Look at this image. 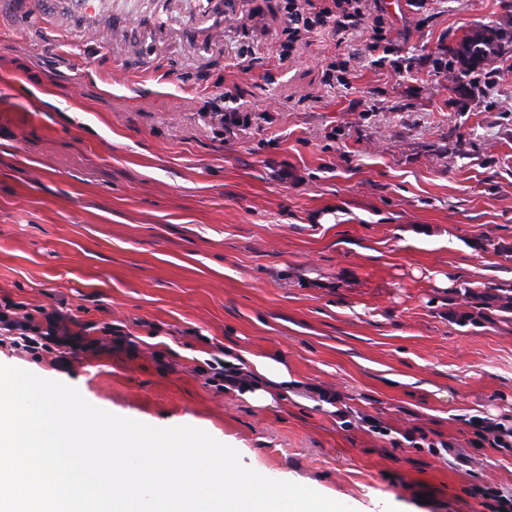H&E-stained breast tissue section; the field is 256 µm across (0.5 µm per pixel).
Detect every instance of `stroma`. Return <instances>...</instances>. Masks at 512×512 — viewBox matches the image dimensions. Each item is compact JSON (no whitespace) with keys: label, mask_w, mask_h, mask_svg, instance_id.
Masks as SVG:
<instances>
[{"label":"stroma","mask_w":512,"mask_h":512,"mask_svg":"<svg viewBox=\"0 0 512 512\" xmlns=\"http://www.w3.org/2000/svg\"><path fill=\"white\" fill-rule=\"evenodd\" d=\"M211 2L140 0L129 40L82 50L75 19L0 23V300L101 342L0 364L354 512H489L477 486L512 495V449L485 440L512 426V310L458 315L463 288L512 296V0H379L385 56L358 29L287 58L284 0ZM487 26L499 57L461 72ZM224 94L253 118L219 138ZM213 358L243 386L207 384ZM254 371L259 376L278 383H288L290 377L287 367L279 362L265 357H251L249 359Z\"/></svg>","instance_id":"1"}]
</instances>
